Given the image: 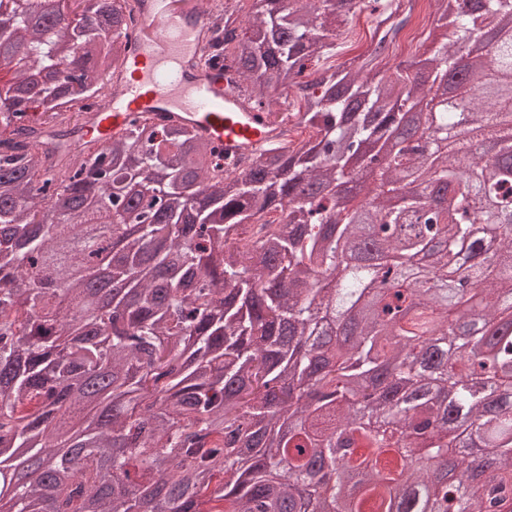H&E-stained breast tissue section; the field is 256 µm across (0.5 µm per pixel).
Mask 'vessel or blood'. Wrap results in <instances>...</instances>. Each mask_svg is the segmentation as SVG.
I'll list each match as a JSON object with an SVG mask.
<instances>
[{
    "label": "vessel or blood",
    "mask_w": 512,
    "mask_h": 512,
    "mask_svg": "<svg viewBox=\"0 0 512 512\" xmlns=\"http://www.w3.org/2000/svg\"><path fill=\"white\" fill-rule=\"evenodd\" d=\"M136 38L114 74L109 111L86 115L83 132L99 142L125 132L132 117L181 123L224 152L225 164L283 141L285 125L253 108L233 71L204 66L209 21L196 0H132Z\"/></svg>",
    "instance_id": "b4317fda"
}]
</instances>
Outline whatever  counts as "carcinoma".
Returning a JSON list of instances; mask_svg holds the SVG:
<instances>
[{
  "instance_id": "carcinoma-1",
  "label": "carcinoma",
  "mask_w": 512,
  "mask_h": 512,
  "mask_svg": "<svg viewBox=\"0 0 512 512\" xmlns=\"http://www.w3.org/2000/svg\"><path fill=\"white\" fill-rule=\"evenodd\" d=\"M99 2L101 24L77 34L19 0L14 30L29 46L0 116V493L15 512H512V330L496 329L512 327V28L491 26L512 0L456 14L439 0L444 42L393 80L374 62L418 0H373L368 57L307 81L364 0H259L246 25L222 10L225 67L260 107L297 87L309 133L233 169L194 131L143 117L101 151L68 140L79 125L59 128L62 109L108 85L135 28L128 0ZM475 43L494 65L445 96ZM422 102L443 148L349 169ZM416 175L446 202L423 188L396 204ZM64 182L84 206L54 222ZM137 184L161 201L139 235L129 206L101 222L90 201ZM88 224L124 243L107 315L72 248ZM472 291L480 316L461 339ZM20 448L55 469L12 478ZM316 463L333 477L313 480Z\"/></svg>"
}]
</instances>
